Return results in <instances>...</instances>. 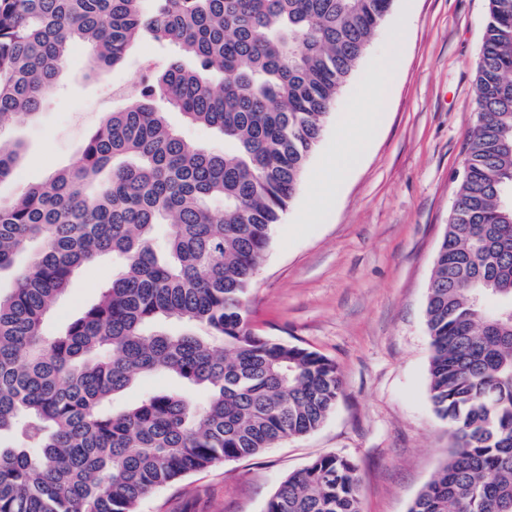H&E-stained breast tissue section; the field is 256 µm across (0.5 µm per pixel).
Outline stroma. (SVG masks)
Wrapping results in <instances>:
<instances>
[{"instance_id": "stroma-1", "label": "stroma", "mask_w": 512, "mask_h": 512, "mask_svg": "<svg viewBox=\"0 0 512 512\" xmlns=\"http://www.w3.org/2000/svg\"><path fill=\"white\" fill-rule=\"evenodd\" d=\"M488 0H394L368 51L330 110L303 180L275 225L248 293L256 333L333 359L343 380L316 432L257 456L190 474L149 495L140 512H265L289 475L336 454L356 466L361 512H408L448 457L453 440L428 394L427 287L476 120L475 64ZM75 47L37 117L7 135L26 148L0 197L66 168L121 99L113 88L166 56L143 39L119 67L87 77ZM359 159L325 210L322 167ZM112 278L104 256L82 268L47 315L63 330Z\"/></svg>"}]
</instances>
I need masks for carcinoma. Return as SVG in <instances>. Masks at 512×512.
Wrapping results in <instances>:
<instances>
[{
	"instance_id": "obj_1",
	"label": "carcinoma",
	"mask_w": 512,
	"mask_h": 512,
	"mask_svg": "<svg viewBox=\"0 0 512 512\" xmlns=\"http://www.w3.org/2000/svg\"><path fill=\"white\" fill-rule=\"evenodd\" d=\"M392 3L0 0V128L34 114L76 46L98 76L139 39L170 52L70 166L0 199V275L14 281L0 295V512H138L161 487L324 423L336 364L257 334L247 294ZM476 96L426 298L428 393L455 443L409 512H512V0H489ZM173 109L224 152L186 140ZM22 154L0 148V183ZM106 255L98 302L47 334L74 273ZM153 373L204 397L110 408ZM359 497L354 463L323 455L266 512H360Z\"/></svg>"
}]
</instances>
